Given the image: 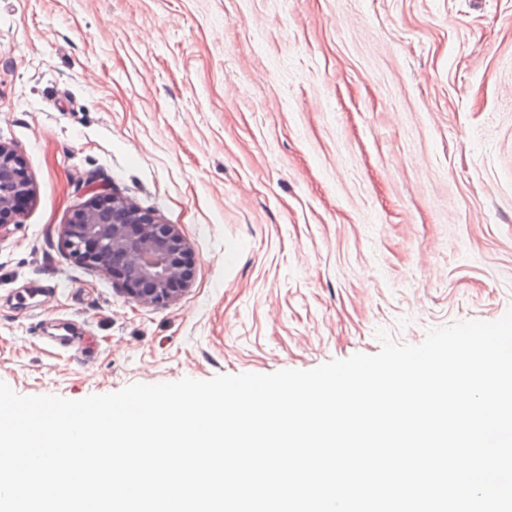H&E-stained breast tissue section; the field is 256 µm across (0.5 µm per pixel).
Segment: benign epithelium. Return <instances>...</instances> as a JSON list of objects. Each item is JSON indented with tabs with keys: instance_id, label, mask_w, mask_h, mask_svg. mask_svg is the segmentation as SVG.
I'll return each mask as SVG.
<instances>
[{
	"instance_id": "7a95c632",
	"label": "benign epithelium",
	"mask_w": 512,
	"mask_h": 512,
	"mask_svg": "<svg viewBox=\"0 0 512 512\" xmlns=\"http://www.w3.org/2000/svg\"><path fill=\"white\" fill-rule=\"evenodd\" d=\"M32 197L22 154L0 141V237L19 223ZM62 236L76 262L104 271L143 305L176 299L194 278L195 264L177 226L118 196L94 192L63 225Z\"/></svg>"
}]
</instances>
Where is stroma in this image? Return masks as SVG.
Here are the masks:
<instances>
[{"label": "stroma", "mask_w": 512, "mask_h": 512, "mask_svg": "<svg viewBox=\"0 0 512 512\" xmlns=\"http://www.w3.org/2000/svg\"><path fill=\"white\" fill-rule=\"evenodd\" d=\"M0 141L34 184L0 239L22 395L308 370L512 308V0H0ZM96 190L177 225L176 300L69 257Z\"/></svg>", "instance_id": "35a3bbf8"}]
</instances>
